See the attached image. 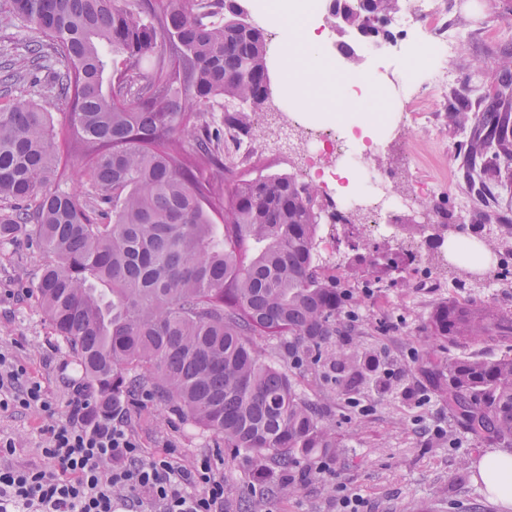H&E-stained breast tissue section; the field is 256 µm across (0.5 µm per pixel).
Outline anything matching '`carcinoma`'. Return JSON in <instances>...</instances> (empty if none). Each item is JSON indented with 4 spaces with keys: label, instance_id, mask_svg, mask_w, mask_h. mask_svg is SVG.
Segmentation results:
<instances>
[{
    "label": "carcinoma",
    "instance_id": "obj_1",
    "mask_svg": "<svg viewBox=\"0 0 512 512\" xmlns=\"http://www.w3.org/2000/svg\"><path fill=\"white\" fill-rule=\"evenodd\" d=\"M401 2L330 0L327 17L343 34L387 39ZM253 9L252 0H0V24L30 34L27 56L0 66V89L33 88L0 104V241L30 224L52 255L36 298L102 408L147 391L265 473L343 446L255 337L284 341L297 365L319 362L343 310L358 303L349 283L360 265L381 284L417 255L380 252L359 224L343 279L323 276L316 239L336 213L317 185L234 175L228 142L254 136L249 113L270 89L268 33ZM511 87L503 81L480 119L463 87L448 123L465 131L461 170L488 228L484 246L512 256V221L491 217L512 208L500 179L512 165ZM40 98L68 108L82 196L60 182L58 134ZM221 99L231 104L222 125L207 117ZM453 273L482 286L471 264ZM427 330L461 349L512 342V315L485 298L441 302ZM328 358L339 385L372 371L368 355ZM437 388L465 430L512 447L511 354L450 359Z\"/></svg>",
    "mask_w": 512,
    "mask_h": 512
}]
</instances>
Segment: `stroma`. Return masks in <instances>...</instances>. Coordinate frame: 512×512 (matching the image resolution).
Returning <instances> with one entry per match:
<instances>
[{
    "label": "stroma",
    "mask_w": 512,
    "mask_h": 512,
    "mask_svg": "<svg viewBox=\"0 0 512 512\" xmlns=\"http://www.w3.org/2000/svg\"><path fill=\"white\" fill-rule=\"evenodd\" d=\"M449 26L467 34V54L448 57L454 85L471 82L485 101H492L501 74L474 72L477 58L512 56V0H444ZM453 98L446 89L429 86L416 72L412 92L397 114L394 131L375 150L377 167L402 184L416 175L426 185V210L399 212V220L424 225L416 247L429 253L447 248L459 226L478 235L474 205L459 171L460 135L448 123ZM278 95L261 107L264 149L245 158L249 176L293 174L298 153L281 149ZM52 257L28 232L0 242V352L23 365L48 391L58 412H65L74 386L85 378L77 355L58 338L38 306L33 286ZM431 289H419L422 279ZM386 288L354 286L361 301L356 320L341 319L331 349L361 346L378 362L377 381L357 384L355 397L320 380L319 367L295 366L280 341L260 339L263 357L293 378L301 395L336 427L345 451L319 456L300 466L253 477L245 455L225 449L211 431L187 422L171 406L137 394L124 403L130 432L144 455L171 454L178 462L211 458L224 478V512H246L263 499L265 512H346L343 500L356 497L359 512H512L473 478V465L489 445L462 429L448 413V402L428 377L435 363L455 357L447 345H429L425 325L440 302L461 300L468 289L447 287V274L419 261L393 274ZM38 410L0 415V437L14 438L17 448L8 462L16 468L40 465Z\"/></svg>",
    "instance_id": "35a3bbf8"
}]
</instances>
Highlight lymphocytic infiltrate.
Wrapping results in <instances>:
<instances>
[{"instance_id": "obj_1", "label": "lymphocytic infiltrate", "mask_w": 512, "mask_h": 512, "mask_svg": "<svg viewBox=\"0 0 512 512\" xmlns=\"http://www.w3.org/2000/svg\"><path fill=\"white\" fill-rule=\"evenodd\" d=\"M17 408L43 416L42 464L5 465L15 443L0 438V512H224V480L209 459L144 456L121 411L96 412L78 389L59 420L40 381L0 353V414Z\"/></svg>"}]
</instances>
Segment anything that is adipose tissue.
<instances>
[{
    "label": "adipose tissue",
    "instance_id": "ef3b65f1",
    "mask_svg": "<svg viewBox=\"0 0 512 512\" xmlns=\"http://www.w3.org/2000/svg\"><path fill=\"white\" fill-rule=\"evenodd\" d=\"M280 73L294 84L299 103L312 112H354L361 110L360 99L340 93L350 78L339 75L325 64L319 36L309 20L295 17L288 27L286 45L280 55ZM478 474L491 495L512 503V452L492 449L481 459Z\"/></svg>",
    "mask_w": 512,
    "mask_h": 512
}]
</instances>
